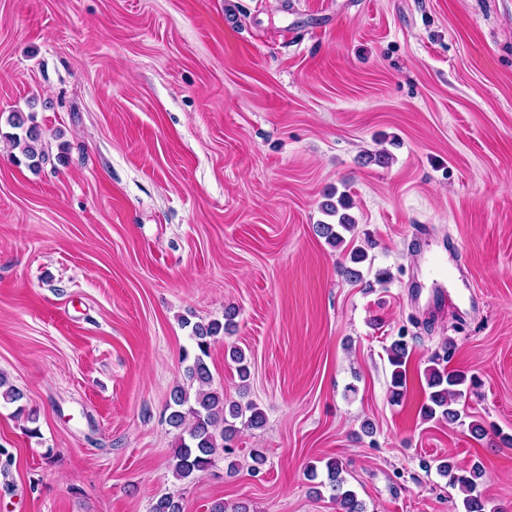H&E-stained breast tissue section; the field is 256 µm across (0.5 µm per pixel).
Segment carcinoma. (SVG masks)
<instances>
[{
    "instance_id": "obj_1",
    "label": "carcinoma",
    "mask_w": 512,
    "mask_h": 512,
    "mask_svg": "<svg viewBox=\"0 0 512 512\" xmlns=\"http://www.w3.org/2000/svg\"><path fill=\"white\" fill-rule=\"evenodd\" d=\"M14 127L24 130V134L11 136L14 145L22 147V152L31 161L34 168L40 167L46 155L40 147L41 132L36 126L24 127V120L16 118ZM326 214L336 217L334 224L316 225L317 234L324 238L333 248L345 244V234L353 233L357 227L356 219L348 213L352 204L342 194L337 201L330 200L322 204ZM347 259L349 264L342 266V274L350 283L363 281L360 265L368 259V253L361 247L350 250ZM236 309L229 307L224 310V321L210 320L206 323L185 319L183 325L191 327L190 340L193 351L184 353L185 377L189 387L175 386L165 406L168 412L167 423L179 431L176 446L172 452L171 468L178 480L193 481L207 472L213 464V456L220 448L232 442L237 429L233 421L247 417L248 425L259 428L264 425L263 411L253 403L243 406L236 401L224 400V392L213 387L212 375L206 363L210 349L216 340L224 337V331L234 325ZM391 371V395L399 399L407 390L406 362L408 344L404 337L394 340L387 349ZM426 380V398L420 407V415L425 420H444L453 424L460 420L461 412L457 408L458 399L462 396V386L468 380L465 372L449 370L433 358L424 371ZM25 394L17 387L7 384L0 376V398L13 404L23 400ZM440 473L449 477L452 484L460 486L464 497V512H486V501L477 492L483 482L484 470L478 463L459 467L451 461L439 464ZM327 479L334 491L333 499L339 506V512H363V505L354 492L342 490L344 480L341 477L343 466L341 461L330 459L326 462ZM151 512H183L182 504L171 495L159 497L151 507Z\"/></svg>"
}]
</instances>
